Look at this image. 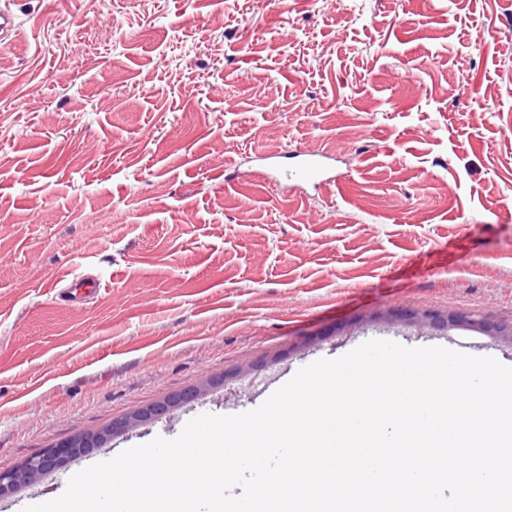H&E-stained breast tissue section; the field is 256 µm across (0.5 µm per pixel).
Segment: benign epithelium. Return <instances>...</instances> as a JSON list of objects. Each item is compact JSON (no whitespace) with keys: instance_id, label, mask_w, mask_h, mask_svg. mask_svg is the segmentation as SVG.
Instances as JSON below:
<instances>
[{"instance_id":"7a95c632","label":"benign epithelium","mask_w":512,"mask_h":512,"mask_svg":"<svg viewBox=\"0 0 512 512\" xmlns=\"http://www.w3.org/2000/svg\"><path fill=\"white\" fill-rule=\"evenodd\" d=\"M376 320L387 324H412L431 331L449 332L456 327H465L486 334L492 339L512 346V326L497 324L486 317L468 314H417L413 310H392L376 316ZM224 385V380H212L173 393L163 400L133 410L112 419L104 430L89 436L70 439L60 445L46 448L25 459L21 465L0 470V499L11 497L20 490L35 485L46 475L62 470L80 457L105 447L113 438L136 427L154 421L189 404L206 394L210 389Z\"/></svg>"}]
</instances>
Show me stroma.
<instances>
[{
    "mask_svg": "<svg viewBox=\"0 0 512 512\" xmlns=\"http://www.w3.org/2000/svg\"><path fill=\"white\" fill-rule=\"evenodd\" d=\"M0 468L224 387L0 500L23 512L202 414L390 340L512 361V0H0ZM320 150L322 191L244 177ZM98 276L71 304L56 282ZM415 310H392L387 313L378 314L374 320L387 324L407 323L431 331L449 332L456 327H465L486 334L495 341L509 344L512 346V326L502 325L491 322L488 318L482 316H473L468 314H448L446 316L438 314H417Z\"/></svg>",
    "mask_w": 512,
    "mask_h": 512,
    "instance_id": "1",
    "label": "stroma"
}]
</instances>
